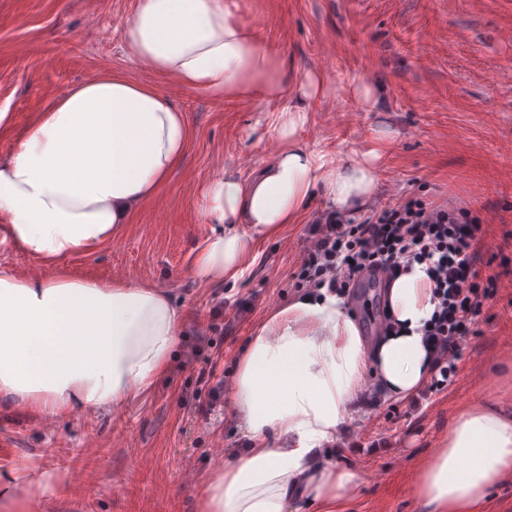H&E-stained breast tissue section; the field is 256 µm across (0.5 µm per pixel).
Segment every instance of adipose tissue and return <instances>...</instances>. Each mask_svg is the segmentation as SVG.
<instances>
[{"mask_svg":"<svg viewBox=\"0 0 512 512\" xmlns=\"http://www.w3.org/2000/svg\"><path fill=\"white\" fill-rule=\"evenodd\" d=\"M237 8V0H138L122 31L127 55L160 78L278 107L271 127L281 149L250 180L228 175L206 188L212 228L192 269L214 286L250 272L259 242L296 223L314 189L348 211L375 184L370 159L337 163L295 141L305 111L289 104L295 89L280 59ZM189 136L184 112L154 85L107 71L73 86L0 154V243L48 263L98 251L174 174ZM387 298L402 331L370 349L333 295L266 316L236 370L250 444L204 477L200 512H299L304 499L340 512L354 475L323 448L346 427L367 373L404 398L431 366L420 332L435 310L424 266L398 277ZM184 317L150 283L0 270V399L36 417L132 405L165 375ZM511 468L512 407L492 400L462 411L417 472L422 512H485L490 486Z\"/></svg>","mask_w":512,"mask_h":512,"instance_id":"ef3b65f1","label":"adipose tissue"}]
</instances>
